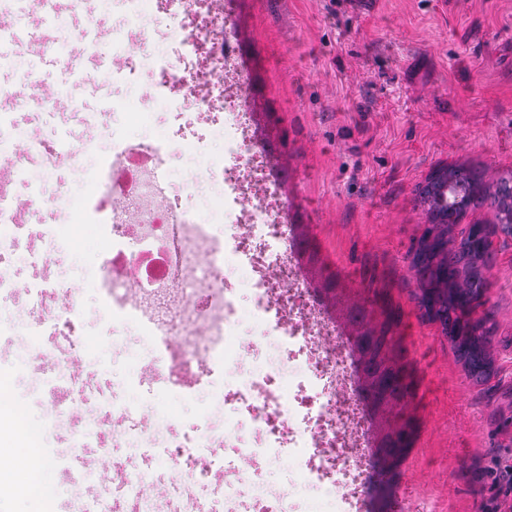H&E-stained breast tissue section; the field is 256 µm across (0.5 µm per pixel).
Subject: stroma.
Wrapping results in <instances>:
<instances>
[{
  "mask_svg": "<svg viewBox=\"0 0 512 512\" xmlns=\"http://www.w3.org/2000/svg\"><path fill=\"white\" fill-rule=\"evenodd\" d=\"M235 17L251 61L248 107L265 138L285 137L275 163L288 169L282 192L311 238L303 262L315 281L312 301L336 315L349 296L374 328L385 311L400 319L394 336L412 383L405 413L415 440L389 496L380 454L371 450L363 498L371 512H409L425 499L440 512H483L493 468L512 465V238H493L491 286L477 314L492 331L495 373L479 384L413 297L410 262L427 223L414 190L441 163L471 165L490 180L512 169V0H237ZM26 67L45 91L66 76L36 42L12 55L0 84L28 95L17 82ZM81 67L85 81L36 131L81 135L72 101L95 107L115 99L122 107L105 113L106 124L165 138L170 115L142 111L132 79L98 81L99 66L87 57ZM94 201L92 185L73 191L59 217L67 247L51 254L50 268L88 264L103 251L95 228L76 220ZM25 342L0 337V380L34 434L36 454L52 448L57 455L38 477L44 497L25 493V481L7 483L0 512H83L84 475L106 469L116 479L146 461L123 448L73 455L67 431L46 434L38 393L11 365ZM133 397L139 419L160 410L178 432L200 417L193 395L158 401L144 386Z\"/></svg>",
  "mask_w": 512,
  "mask_h": 512,
  "instance_id": "stroma-1",
  "label": "stroma"
}]
</instances>
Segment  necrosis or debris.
<instances>
[{
  "instance_id": "obj_1",
  "label": "necrosis or debris",
  "mask_w": 512,
  "mask_h": 512,
  "mask_svg": "<svg viewBox=\"0 0 512 512\" xmlns=\"http://www.w3.org/2000/svg\"><path fill=\"white\" fill-rule=\"evenodd\" d=\"M125 15L113 30V58L146 81L138 96L144 110L167 109L172 120L167 141L123 131L98 137V112L82 122L87 139L46 140L0 113V161L10 178L0 180V335L52 336L53 348L29 346L17 366L41 371L46 396L42 427H68L72 450L111 439L131 451L157 448L160 465L197 485L207 484L212 467L205 449L221 443L238 449L242 469L225 485L230 500L257 501L264 488L253 477L263 460L301 473L303 483L322 491L325 512H342L355 494L363 469L348 444L365 429L363 406L353 396L351 352L337 339L334 322L306 302L307 280L293 258L281 213L280 179L262 150L247 117L248 77L237 59L225 54L224 39L234 32L233 15L205 8V0H113ZM181 22L173 54L158 53L153 41L129 54L133 38L149 21ZM187 143L191 160L179 190L157 195L148 172L168 161V141ZM92 180L100 193L85 213L107 248L98 266L75 265L52 280L29 281L28 307L16 314L10 304L23 272L45 264L40 249L23 244V213L64 212L75 184ZM55 183L46 195V183ZM264 185L262 204H252L247 183ZM121 207H113V198ZM248 260L250 313L262 331L238 333L237 300L227 274ZM138 271L136 294L125 275ZM285 282L274 291L272 277ZM88 281L111 335L87 351L86 331L75 302L47 313L50 296L69 294L73 280ZM138 331L141 350L125 375L127 388L153 380L166 395L196 394L205 421L177 445L168 441V418L156 415L138 433L119 421L126 401L80 395L59 400L74 381L70 354H86L102 374L112 372L111 351L122 341L114 325ZM271 347L275 359L246 367L247 356Z\"/></svg>"
}]
</instances>
